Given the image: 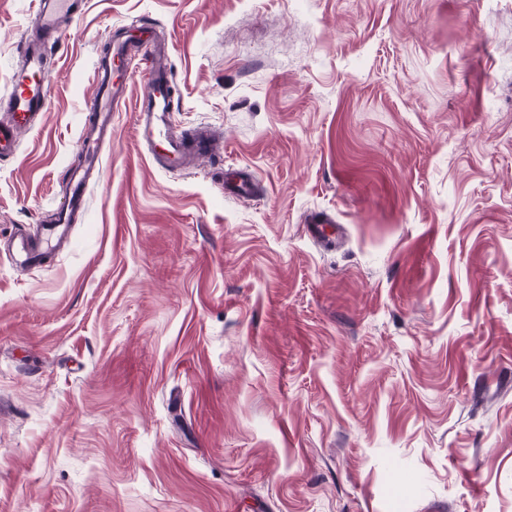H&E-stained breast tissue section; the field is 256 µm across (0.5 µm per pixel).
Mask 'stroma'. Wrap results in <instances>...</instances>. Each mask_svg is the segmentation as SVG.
<instances>
[{"mask_svg":"<svg viewBox=\"0 0 512 512\" xmlns=\"http://www.w3.org/2000/svg\"><path fill=\"white\" fill-rule=\"evenodd\" d=\"M35 8L0 0V97ZM135 20L173 124L224 153L157 169L121 106L68 249L22 267ZM61 27L0 159V512H512V0H86ZM225 188L237 199L249 197L254 193L253 175L245 169L234 170L226 175L224 190Z\"/></svg>","mask_w":512,"mask_h":512,"instance_id":"35a3bbf8","label":"stroma"}]
</instances>
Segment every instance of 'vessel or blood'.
<instances>
[{
	"mask_svg": "<svg viewBox=\"0 0 512 512\" xmlns=\"http://www.w3.org/2000/svg\"><path fill=\"white\" fill-rule=\"evenodd\" d=\"M81 10L80 0H38L32 34L26 44V65L12 77L6 117L0 121V156L13 155L19 136L30 131L36 117L46 111L50 81L43 50L59 37L58 17L63 14L75 16ZM106 37L110 50L108 56L95 66L96 95L90 103V110L96 116V138L81 140L87 171L74 176L70 199L67 205L59 207L49 228L50 234L59 241L65 240L74 212L83 205L89 171L100 167L101 142L112 138V114L125 104L130 93L132 59H139L146 73L137 103V127L139 142L147 146L150 159L165 170L181 169L188 158L204 157L213 151L208 127H198L183 137L174 133L171 67L157 45L152 27L133 22L110 29ZM224 186L232 196L245 198L254 192V178L249 171L238 169L227 174ZM19 246L31 263H42L47 257L48 249L41 234L21 237Z\"/></svg>",
	"mask_w": 512,
	"mask_h": 512,
	"instance_id": "1",
	"label": "vessel or blood"
}]
</instances>
